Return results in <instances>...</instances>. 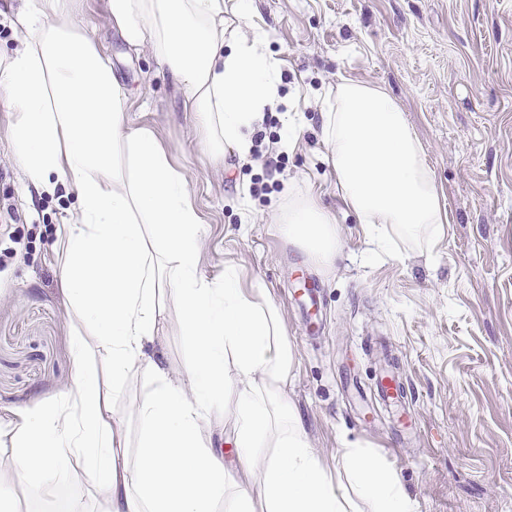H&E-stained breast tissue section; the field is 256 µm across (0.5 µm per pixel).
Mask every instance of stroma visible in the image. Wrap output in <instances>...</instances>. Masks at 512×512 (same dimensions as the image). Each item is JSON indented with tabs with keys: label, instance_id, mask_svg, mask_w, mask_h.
<instances>
[{
	"label": "stroma",
	"instance_id": "1",
	"mask_svg": "<svg viewBox=\"0 0 512 512\" xmlns=\"http://www.w3.org/2000/svg\"><path fill=\"white\" fill-rule=\"evenodd\" d=\"M76 18L110 60L130 124L154 130L189 177L201 273L219 280L232 266L243 285L269 289L295 356L290 400L326 465L347 439L396 472L414 512H512V0H256L248 23L277 62L284 104L250 138L274 146L273 170L202 153L179 81L149 50L128 49L109 0H79ZM346 81L391 95L424 147L448 212L430 250L375 255L336 192L321 114ZM12 123L0 101V414L60 394L77 323L53 249L75 196L27 185ZM309 195L336 218L340 248L324 273L274 221ZM387 355L405 387L395 413L375 397Z\"/></svg>",
	"mask_w": 512,
	"mask_h": 512
}]
</instances>
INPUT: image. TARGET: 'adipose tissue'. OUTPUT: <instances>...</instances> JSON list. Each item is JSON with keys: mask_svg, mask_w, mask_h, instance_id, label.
Here are the masks:
<instances>
[{"mask_svg": "<svg viewBox=\"0 0 512 512\" xmlns=\"http://www.w3.org/2000/svg\"><path fill=\"white\" fill-rule=\"evenodd\" d=\"M227 0H109L132 50L148 48L184 86L213 159L247 157L249 133L281 103L264 38L227 29ZM19 48L0 56V98L15 114L13 155L27 182L72 187L60 278L80 323L72 376L57 399L0 417V512L23 487L58 477L101 512H412L395 471L347 447L328 470L288 400L295 358L267 289L235 269L199 271L201 219L188 179L154 132L130 126L127 97L70 0H24ZM326 159L345 206L373 241L432 245L446 223L425 153L383 90L341 83L323 114ZM329 270L333 216L311 198L276 218ZM189 347L180 366L151 350L168 321ZM142 390L128 422L121 402ZM233 449V463L224 452Z\"/></svg>", "mask_w": 512, "mask_h": 512, "instance_id": "1", "label": "adipose tissue"}]
</instances>
